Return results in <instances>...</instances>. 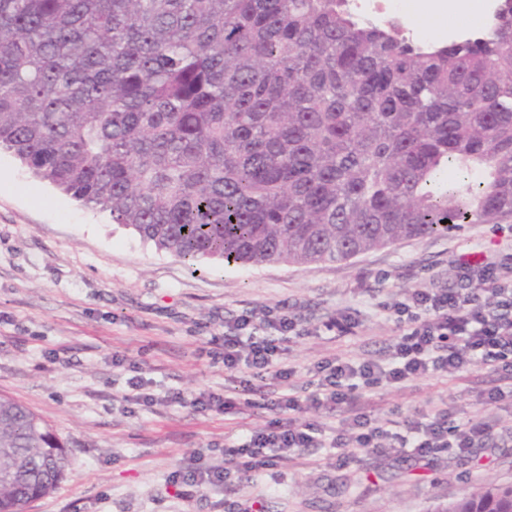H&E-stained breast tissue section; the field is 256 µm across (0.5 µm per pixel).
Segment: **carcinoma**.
Instances as JSON below:
<instances>
[{
	"label": "carcinoma",
	"instance_id": "carcinoma-1",
	"mask_svg": "<svg viewBox=\"0 0 512 512\" xmlns=\"http://www.w3.org/2000/svg\"><path fill=\"white\" fill-rule=\"evenodd\" d=\"M2 147L190 263L340 261L509 224L512 0L443 45L349 0H0ZM0 468V512L66 470L2 395ZM443 512H512V485Z\"/></svg>",
	"mask_w": 512,
	"mask_h": 512
}]
</instances>
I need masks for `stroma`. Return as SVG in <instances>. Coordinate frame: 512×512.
<instances>
[{
    "label": "stroma",
    "instance_id": "stroma-1",
    "mask_svg": "<svg viewBox=\"0 0 512 512\" xmlns=\"http://www.w3.org/2000/svg\"><path fill=\"white\" fill-rule=\"evenodd\" d=\"M489 266L512 283V223L469 224L342 261L203 259L191 268L0 150V394L38 414L68 459L61 484L27 512H440L484 483L512 484V393L487 404L506 383L480 367L362 391L372 419L401 434L437 407L452 426L488 423L467 454L350 447L341 459L312 448L219 487L181 478L190 462H223L244 429L277 417L266 406L280 393L276 380L224 369L220 340L239 315L296 322L288 357L305 396L318 362L387 353L403 329L394 303L421 288L476 291ZM348 317L355 328L339 332ZM134 376L153 404L130 398ZM246 379L253 406H195L210 394L235 399ZM177 392L182 401H172Z\"/></svg>",
    "mask_w": 512,
    "mask_h": 512
}]
</instances>
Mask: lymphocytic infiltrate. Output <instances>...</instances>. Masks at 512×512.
Returning a JSON list of instances; mask_svg holds the SVG:
<instances>
[{
	"label": "lymphocytic infiltrate",
	"mask_w": 512,
	"mask_h": 512,
	"mask_svg": "<svg viewBox=\"0 0 512 512\" xmlns=\"http://www.w3.org/2000/svg\"><path fill=\"white\" fill-rule=\"evenodd\" d=\"M484 282L493 297L489 303L480 294L454 289L414 291L393 309L395 315L407 316L408 326L387 361L357 363L343 357L324 361L319 367L317 391L303 399L290 394L295 370L282 359L283 345L295 330L294 322L284 315L267 319L266 328L275 332L269 338L252 332L250 316H239L224 335V368L278 381L283 392L269 407L279 411L280 417L266 427L248 430L241 445L225 449L232 468L193 473L194 485H216L225 482L231 471L254 472L306 448L399 446L421 456L448 448L467 451L484 437L486 424L449 427L444 408L409 423L403 435L375 424L360 412L354 414L347 433L332 436L313 425L297 424L293 415L309 407L354 406L352 393L361 382L399 385L437 372L469 370L498 361L512 373V289L501 285L490 272L485 273Z\"/></svg>",
	"instance_id": "obj_1"
}]
</instances>
